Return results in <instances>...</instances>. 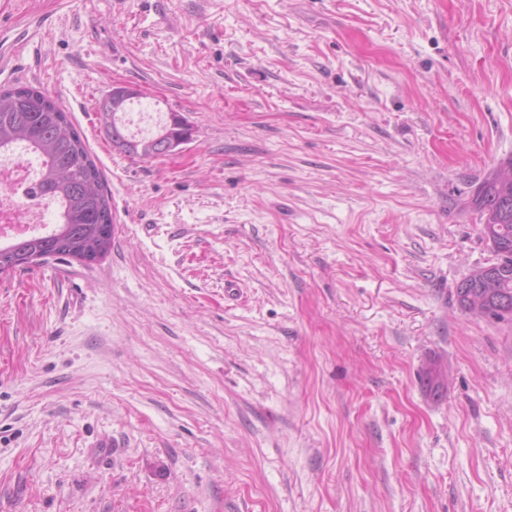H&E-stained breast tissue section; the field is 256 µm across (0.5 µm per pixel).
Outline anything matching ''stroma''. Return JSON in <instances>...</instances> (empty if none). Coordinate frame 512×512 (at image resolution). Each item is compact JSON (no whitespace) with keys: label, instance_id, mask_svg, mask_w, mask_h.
Segmentation results:
<instances>
[{"label":"stroma","instance_id":"35a3bbf8","mask_svg":"<svg viewBox=\"0 0 512 512\" xmlns=\"http://www.w3.org/2000/svg\"><path fill=\"white\" fill-rule=\"evenodd\" d=\"M17 84L114 230L0 274V512H512V325L452 302L512 0H0ZM116 84L192 140L113 150Z\"/></svg>","mask_w":512,"mask_h":512}]
</instances>
